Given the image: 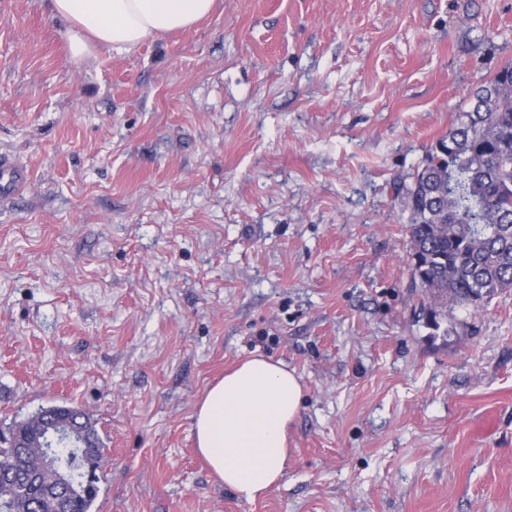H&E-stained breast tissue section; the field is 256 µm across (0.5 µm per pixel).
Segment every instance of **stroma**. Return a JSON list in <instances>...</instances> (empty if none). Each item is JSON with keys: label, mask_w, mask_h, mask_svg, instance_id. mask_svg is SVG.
<instances>
[{"label": "stroma", "mask_w": 512, "mask_h": 512, "mask_svg": "<svg viewBox=\"0 0 512 512\" xmlns=\"http://www.w3.org/2000/svg\"><path fill=\"white\" fill-rule=\"evenodd\" d=\"M0 0V429L93 414L91 512H512V289L418 317L401 185L512 62V0H218L74 61ZM263 355L303 388L240 500L199 454L206 387ZM29 183L27 169L14 157L0 155V200L19 194Z\"/></svg>", "instance_id": "35a3bbf8"}]
</instances>
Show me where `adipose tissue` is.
<instances>
[{"label":"adipose tissue","mask_w":512,"mask_h":512,"mask_svg":"<svg viewBox=\"0 0 512 512\" xmlns=\"http://www.w3.org/2000/svg\"><path fill=\"white\" fill-rule=\"evenodd\" d=\"M216 0H50L66 22L68 52L81 61L100 47L122 52L146 39L190 31ZM303 388L295 372L258 356L208 386L193 414L196 446L211 471L243 501L263 499L281 480L287 428Z\"/></svg>","instance_id":"ef3b65f1"}]
</instances>
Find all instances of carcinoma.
<instances>
[{"label": "carcinoma", "mask_w": 512, "mask_h": 512, "mask_svg": "<svg viewBox=\"0 0 512 512\" xmlns=\"http://www.w3.org/2000/svg\"><path fill=\"white\" fill-rule=\"evenodd\" d=\"M404 212L412 279L427 295L429 328L446 336L448 307L478 310L512 288V64L476 88L472 106L460 108L448 134L426 151L405 187ZM74 419L94 436L103 458L90 415L79 410ZM52 421L46 414L35 425L20 422L0 433V470L10 473L0 481V512H90L95 497L72 490L83 473L70 453L49 459L68 472L63 487L26 466L24 445Z\"/></svg>", "instance_id": "1"}]
</instances>
